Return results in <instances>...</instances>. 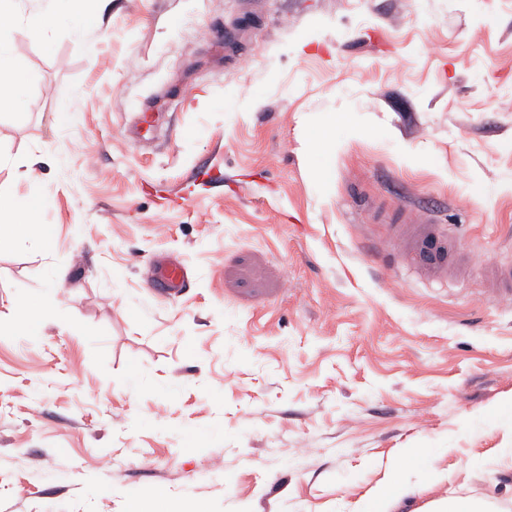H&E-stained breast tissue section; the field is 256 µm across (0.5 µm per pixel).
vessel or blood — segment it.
Here are the masks:
<instances>
[{"instance_id":"obj_1","label":"vessel or blood","mask_w":512,"mask_h":512,"mask_svg":"<svg viewBox=\"0 0 512 512\" xmlns=\"http://www.w3.org/2000/svg\"><path fill=\"white\" fill-rule=\"evenodd\" d=\"M394 222V239L400 252L424 263L431 275H440L448 265L452 246L436 228L429 211L422 207L406 209L395 216ZM149 274L157 294L164 298L184 288L187 280L185 269L177 261L162 257L151 261Z\"/></svg>"}]
</instances>
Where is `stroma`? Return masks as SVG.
I'll return each instance as SVG.
<instances>
[{
  "label": "stroma",
  "instance_id": "35a3bbf8",
  "mask_svg": "<svg viewBox=\"0 0 512 512\" xmlns=\"http://www.w3.org/2000/svg\"><path fill=\"white\" fill-rule=\"evenodd\" d=\"M10 47L0 198L42 197L55 245L0 247V512H362L398 468L393 512H512V305L485 296L512 261V0H110L88 41ZM418 204L456 246L441 281L370 254ZM160 253L189 272L170 299ZM57 313L58 306L53 301L37 299L25 306L21 317V326L29 331H34L39 327L43 317H52Z\"/></svg>",
  "mask_w": 512,
  "mask_h": 512
}]
</instances>
